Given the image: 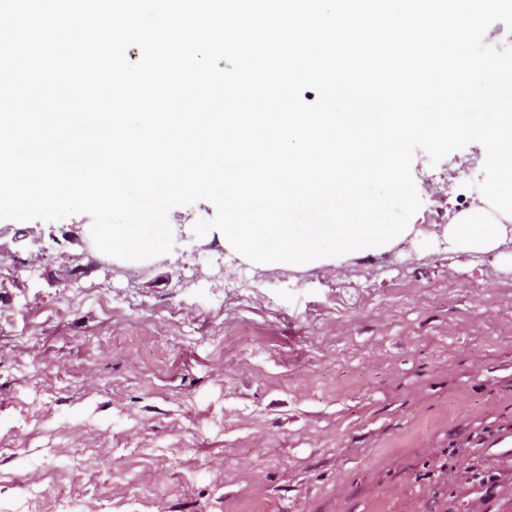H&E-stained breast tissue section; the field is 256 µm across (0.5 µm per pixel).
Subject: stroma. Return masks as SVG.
Wrapping results in <instances>:
<instances>
[{
	"mask_svg": "<svg viewBox=\"0 0 512 512\" xmlns=\"http://www.w3.org/2000/svg\"><path fill=\"white\" fill-rule=\"evenodd\" d=\"M480 153L416 151L411 234L221 294L211 202L113 275L88 215L13 222L46 251L0 255V512H512V251L430 232Z\"/></svg>",
	"mask_w": 512,
	"mask_h": 512,
	"instance_id": "1",
	"label": "stroma"
}]
</instances>
